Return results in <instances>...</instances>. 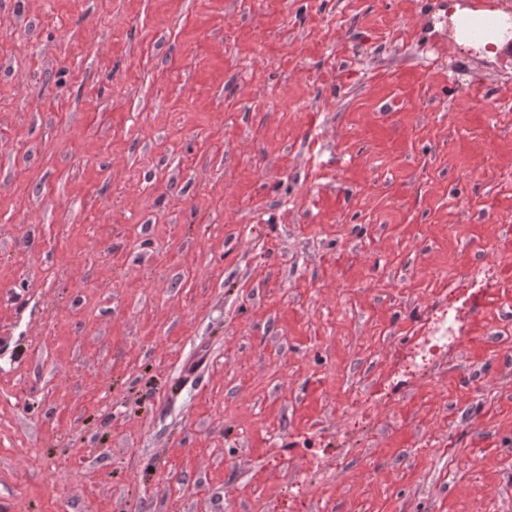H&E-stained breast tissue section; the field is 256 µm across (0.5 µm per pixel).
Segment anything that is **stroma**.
<instances>
[{"instance_id":"stroma-1","label":"stroma","mask_w":512,"mask_h":512,"mask_svg":"<svg viewBox=\"0 0 512 512\" xmlns=\"http://www.w3.org/2000/svg\"><path fill=\"white\" fill-rule=\"evenodd\" d=\"M465 7L512 19L0 0V512H512V38Z\"/></svg>"}]
</instances>
